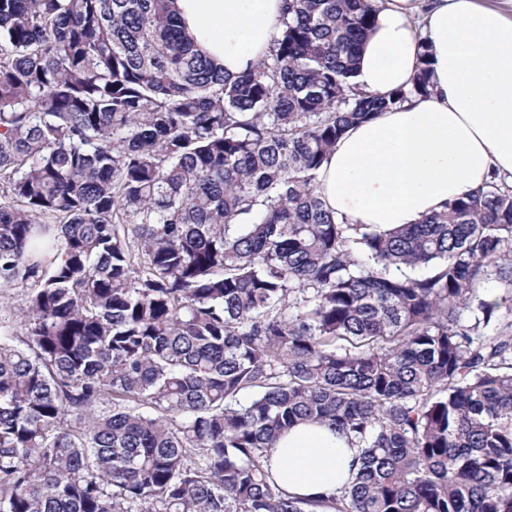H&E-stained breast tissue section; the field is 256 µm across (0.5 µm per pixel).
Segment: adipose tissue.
Segmentation results:
<instances>
[{
	"label": "adipose tissue",
	"mask_w": 512,
	"mask_h": 512,
	"mask_svg": "<svg viewBox=\"0 0 512 512\" xmlns=\"http://www.w3.org/2000/svg\"><path fill=\"white\" fill-rule=\"evenodd\" d=\"M353 80L370 94L410 88L421 51L428 96H413L349 128L318 171L327 207L352 224H414L448 201L512 185V0H375ZM198 47L230 74L268 53L283 0H176ZM359 466L351 438L301 424L269 453L289 493L328 500Z\"/></svg>",
	"instance_id": "1"
}]
</instances>
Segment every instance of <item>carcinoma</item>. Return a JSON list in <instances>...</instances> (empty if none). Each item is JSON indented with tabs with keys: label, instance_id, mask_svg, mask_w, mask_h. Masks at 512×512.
I'll list each match as a JSON object with an SVG mask.
<instances>
[{
	"label": "carcinoma",
	"instance_id": "1",
	"mask_svg": "<svg viewBox=\"0 0 512 512\" xmlns=\"http://www.w3.org/2000/svg\"><path fill=\"white\" fill-rule=\"evenodd\" d=\"M284 3L233 76L174 0H0V512H512V322L482 335L478 293L512 286V186L336 217L326 155L429 62L367 94L372 0ZM307 421L359 445L329 502L267 468ZM26 290L22 288L0 289V320L12 323L18 333L23 332L21 315L26 307Z\"/></svg>",
	"mask_w": 512,
	"mask_h": 512
}]
</instances>
